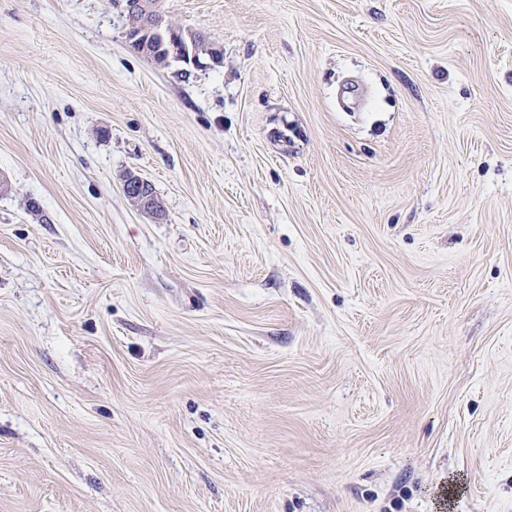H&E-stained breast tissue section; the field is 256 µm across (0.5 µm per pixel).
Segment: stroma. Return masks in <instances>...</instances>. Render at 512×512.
<instances>
[{"label":"stroma","instance_id":"1","mask_svg":"<svg viewBox=\"0 0 512 512\" xmlns=\"http://www.w3.org/2000/svg\"><path fill=\"white\" fill-rule=\"evenodd\" d=\"M163 10L0 0V512H512V0ZM158 35L161 39L157 35L153 36V53L151 55H146L153 59V61L158 65L164 67L168 66L171 60L174 59L172 56L168 55V52L162 43L167 45L175 57L181 59L187 64H192L194 66H200L202 63V57L199 56V53L204 50L206 51L210 60L217 61L219 59V54L214 53L212 50V48L215 47L213 44H211V47L208 45L206 47L204 46L200 48L198 47L193 35L170 23L165 28L164 33L162 35ZM150 182L137 175H128L123 183V191L128 199L143 210L155 213V199L151 193Z\"/></svg>","mask_w":512,"mask_h":512}]
</instances>
